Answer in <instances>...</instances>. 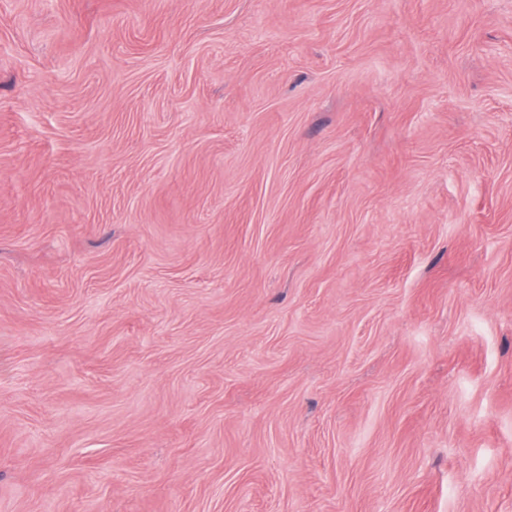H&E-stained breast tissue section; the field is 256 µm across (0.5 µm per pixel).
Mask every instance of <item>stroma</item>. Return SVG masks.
<instances>
[{"label":"stroma","mask_w":512,"mask_h":512,"mask_svg":"<svg viewBox=\"0 0 512 512\" xmlns=\"http://www.w3.org/2000/svg\"><path fill=\"white\" fill-rule=\"evenodd\" d=\"M0 512H512V0H0Z\"/></svg>","instance_id":"stroma-1"}]
</instances>
